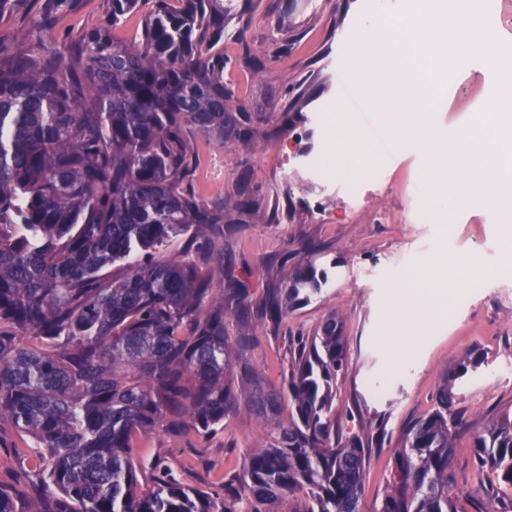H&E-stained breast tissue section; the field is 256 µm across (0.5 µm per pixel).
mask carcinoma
I'll return each mask as SVG.
<instances>
[{
    "label": "carcinoma",
    "mask_w": 512,
    "mask_h": 512,
    "mask_svg": "<svg viewBox=\"0 0 512 512\" xmlns=\"http://www.w3.org/2000/svg\"><path fill=\"white\" fill-rule=\"evenodd\" d=\"M107 22L65 53L42 31L0 37V423L29 440L38 495L0 483V512H361L362 439L336 437L329 413L346 362L336 314L301 342L287 386L247 364L252 321L275 325L328 275L298 260L255 301L249 274L206 247L258 208L209 205L183 188L192 128L224 146L257 131L224 84L217 0H108ZM79 0H41L45 15ZM140 11L138 40L113 36ZM184 238L200 259L160 260ZM125 273L116 278L112 265ZM243 333L224 336V321ZM448 385L394 449L390 492L375 512H458ZM246 409L268 446L214 490L186 488L161 466L141 487L133 448L157 432L206 434ZM478 470L496 474L483 512L512 500V415L472 437Z\"/></svg>",
    "instance_id": "obj_1"
}]
</instances>
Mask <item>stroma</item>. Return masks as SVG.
<instances>
[{"instance_id": "obj_1", "label": "stroma", "mask_w": 512, "mask_h": 512, "mask_svg": "<svg viewBox=\"0 0 512 512\" xmlns=\"http://www.w3.org/2000/svg\"><path fill=\"white\" fill-rule=\"evenodd\" d=\"M224 4V81L233 102L245 106L260 136L251 147L217 145L189 132L195 160L187 183L205 203L234 204L236 188L247 181V198L260 214L242 232L218 234L213 247L234 267L251 269L253 298L277 287L285 253L302 243L315 247L313 260L328 274L321 293L294 310L286 323L254 324L257 341L248 352L252 366L268 384L282 387L289 376L294 343L313 334L337 313L347 343L346 368L338 378L331 418L343 436H375L384 427L382 446L369 450L362 503L374 512L387 493L393 450L402 433L431 412L447 374L466 354L477 353L481 367L456 380L452 410L464 427L456 435L450 463V492L460 512H480L496 481L478 474L470 434L503 412H512V262L502 250L499 211L458 206L441 226L428 201L429 186L415 180L432 159L410 140L400 139L392 118L378 112L368 89L345 84L351 47L346 40L365 20L392 15L401 0H222ZM107 0H82L73 11L57 14L52 32L62 45L106 19ZM266 56L262 75L242 63V52ZM494 71L483 60L458 70L434 104L440 134L465 126L492 97ZM361 102L351 116L370 136L379 130L394 142L371 168L352 169L334 182L317 177L311 161L328 157L336 133L324 118L336 113L345 88ZM439 250L478 256L485 277L467 288L448 285L436 301L433 319L423 324L415 345L382 343L391 327L395 289L430 301L421 268ZM268 428L248 411L224 421L208 434L164 433L141 438L134 450L142 464L162 459L185 487L223 484L249 457L267 446ZM27 440L10 425L0 426V482L23 486L32 475Z\"/></svg>"}]
</instances>
